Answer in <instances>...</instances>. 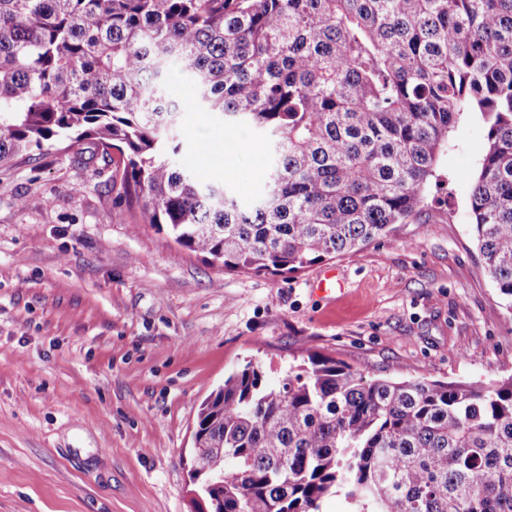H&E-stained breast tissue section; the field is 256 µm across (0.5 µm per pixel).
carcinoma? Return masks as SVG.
<instances>
[{
  "mask_svg": "<svg viewBox=\"0 0 512 512\" xmlns=\"http://www.w3.org/2000/svg\"><path fill=\"white\" fill-rule=\"evenodd\" d=\"M195 108L267 139L251 205L182 156ZM466 112L485 125L473 231L512 308V0H0V164L87 141L145 223L226 271L296 273L394 231ZM194 473L199 512H512V375L369 380L307 350L270 387L248 363L201 404Z\"/></svg>",
  "mask_w": 512,
  "mask_h": 512,
  "instance_id": "obj_1",
  "label": "carcinoma"
}]
</instances>
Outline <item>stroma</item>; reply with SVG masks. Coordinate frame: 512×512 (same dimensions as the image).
I'll list each match as a JSON object with an SVG mask.
<instances>
[{
  "label": "stroma",
  "mask_w": 512,
  "mask_h": 512,
  "mask_svg": "<svg viewBox=\"0 0 512 512\" xmlns=\"http://www.w3.org/2000/svg\"><path fill=\"white\" fill-rule=\"evenodd\" d=\"M483 142L462 114L421 213L286 274L179 246L129 211L113 165L63 143L0 165V512H196L201 403L250 362L278 384L305 347L371 378L512 376L470 217ZM182 153L242 202L263 190L262 137L214 114L187 115Z\"/></svg>",
  "instance_id": "1"
}]
</instances>
